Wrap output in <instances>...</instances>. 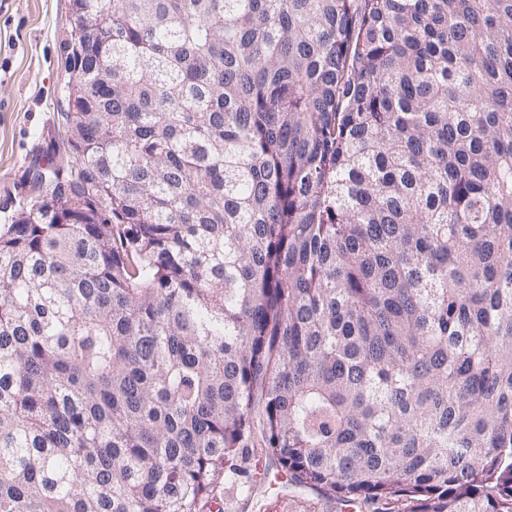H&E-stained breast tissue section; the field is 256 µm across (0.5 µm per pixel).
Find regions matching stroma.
I'll return each mask as SVG.
<instances>
[{
	"label": "stroma",
	"instance_id": "stroma-1",
	"mask_svg": "<svg viewBox=\"0 0 512 512\" xmlns=\"http://www.w3.org/2000/svg\"><path fill=\"white\" fill-rule=\"evenodd\" d=\"M71 31L68 0H0V228L11 223L26 194L31 161L59 131L66 106L60 43ZM224 512H360L323 493L283 482L253 493L220 485Z\"/></svg>",
	"mask_w": 512,
	"mask_h": 512
}]
</instances>
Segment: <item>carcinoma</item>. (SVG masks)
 Returning a JSON list of instances; mask_svg holds the SVG:
<instances>
[{
  "instance_id": "obj_1",
  "label": "carcinoma",
  "mask_w": 512,
  "mask_h": 512,
  "mask_svg": "<svg viewBox=\"0 0 512 512\" xmlns=\"http://www.w3.org/2000/svg\"><path fill=\"white\" fill-rule=\"evenodd\" d=\"M68 2L74 165L0 231V512H207L252 448L512 512V0Z\"/></svg>"
}]
</instances>
